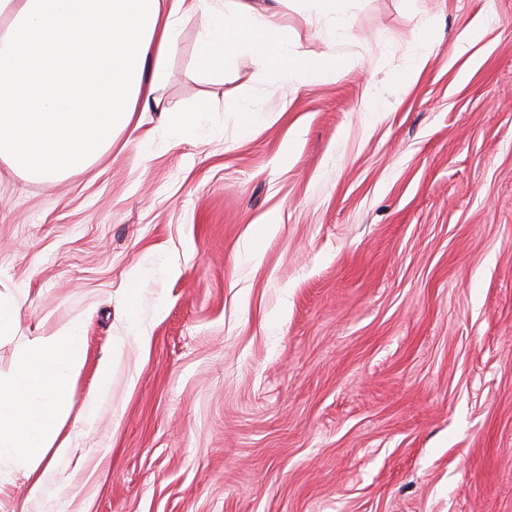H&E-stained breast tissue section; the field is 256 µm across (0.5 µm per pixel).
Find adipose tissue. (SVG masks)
<instances>
[{"mask_svg": "<svg viewBox=\"0 0 512 512\" xmlns=\"http://www.w3.org/2000/svg\"><path fill=\"white\" fill-rule=\"evenodd\" d=\"M278 0H0V164L16 176L53 185L87 169L118 136L137 133L135 113L155 106L169 80V59L186 19L201 27L198 68L220 76L233 54H249L261 68L327 75L326 55L302 49L303 36L285 42L276 20ZM140 273L126 289L128 336L116 337L98 367L88 408L110 393L112 362L126 342L146 346L135 323ZM85 362L77 325L27 340L15 378L0 382V455L27 461L35 474L26 502L40 501L51 476L46 451L55 444L68 382Z\"/></svg>", "mask_w": 512, "mask_h": 512, "instance_id": "ef3b65f1", "label": "adipose tissue"}]
</instances>
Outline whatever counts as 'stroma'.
I'll use <instances>...</instances> for the list:
<instances>
[{
	"mask_svg": "<svg viewBox=\"0 0 512 512\" xmlns=\"http://www.w3.org/2000/svg\"><path fill=\"white\" fill-rule=\"evenodd\" d=\"M278 10L326 77L201 74L191 19L158 96L212 134L145 112L151 151L51 187L0 165V380L71 322L86 351L30 512H512V0H349L331 48L316 0ZM135 269L150 343L89 421ZM160 112H163V121L170 130L176 133H183L188 130H204L209 111L205 106L198 105L190 111L161 110Z\"/></svg>",
	"mask_w": 512,
	"mask_h": 512,
	"instance_id": "35a3bbf8",
	"label": "stroma"
}]
</instances>
